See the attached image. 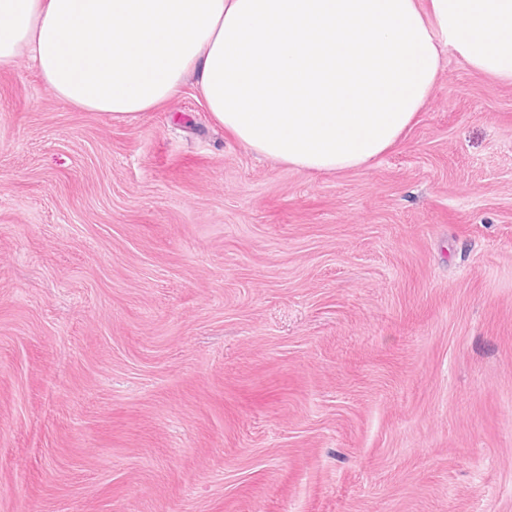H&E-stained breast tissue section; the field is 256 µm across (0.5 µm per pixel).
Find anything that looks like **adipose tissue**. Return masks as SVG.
I'll use <instances>...</instances> for the list:
<instances>
[{
	"label": "adipose tissue",
	"mask_w": 512,
	"mask_h": 512,
	"mask_svg": "<svg viewBox=\"0 0 512 512\" xmlns=\"http://www.w3.org/2000/svg\"><path fill=\"white\" fill-rule=\"evenodd\" d=\"M448 51L512 84V0H0V68L26 58L116 121L193 81L240 143L308 172L388 152Z\"/></svg>",
	"instance_id": "adipose-tissue-1"
}]
</instances>
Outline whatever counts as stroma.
I'll use <instances>...</instances> for the list:
<instances>
[{
  "instance_id": "1",
  "label": "stroma",
  "mask_w": 512,
  "mask_h": 512,
  "mask_svg": "<svg viewBox=\"0 0 512 512\" xmlns=\"http://www.w3.org/2000/svg\"><path fill=\"white\" fill-rule=\"evenodd\" d=\"M0 512H512V84L317 174L1 68Z\"/></svg>"
}]
</instances>
